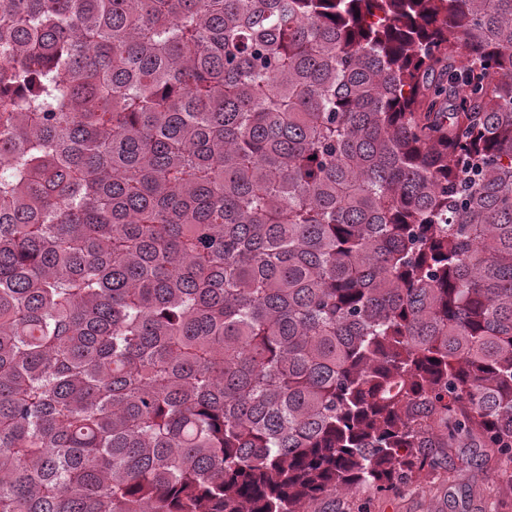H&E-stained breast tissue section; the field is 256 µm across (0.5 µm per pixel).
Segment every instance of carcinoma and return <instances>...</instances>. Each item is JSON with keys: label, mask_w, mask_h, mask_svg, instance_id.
I'll list each match as a JSON object with an SVG mask.
<instances>
[{"label": "carcinoma", "mask_w": 512, "mask_h": 512, "mask_svg": "<svg viewBox=\"0 0 512 512\" xmlns=\"http://www.w3.org/2000/svg\"><path fill=\"white\" fill-rule=\"evenodd\" d=\"M0 162V512L512 462V0H0Z\"/></svg>", "instance_id": "1"}]
</instances>
